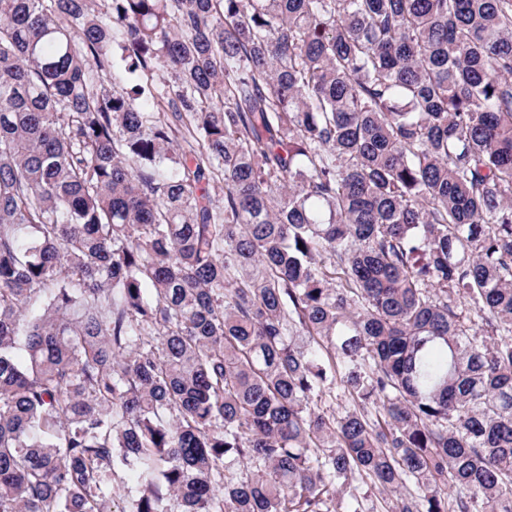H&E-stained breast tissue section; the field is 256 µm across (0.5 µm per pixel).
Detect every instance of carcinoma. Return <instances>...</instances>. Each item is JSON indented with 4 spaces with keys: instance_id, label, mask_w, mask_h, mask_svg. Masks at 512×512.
<instances>
[{
    "instance_id": "carcinoma-1",
    "label": "carcinoma",
    "mask_w": 512,
    "mask_h": 512,
    "mask_svg": "<svg viewBox=\"0 0 512 512\" xmlns=\"http://www.w3.org/2000/svg\"><path fill=\"white\" fill-rule=\"evenodd\" d=\"M357 476L512 512V0H0V512Z\"/></svg>"
}]
</instances>
